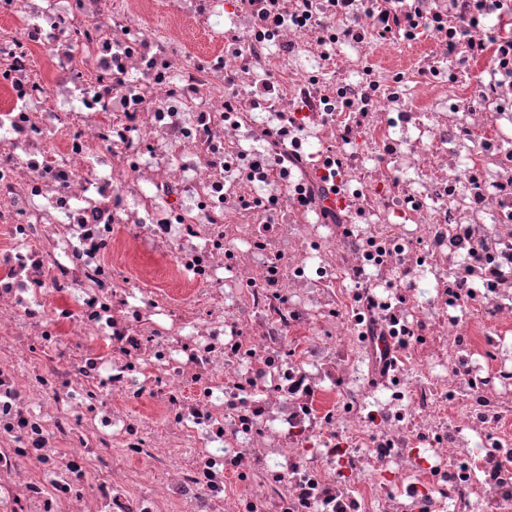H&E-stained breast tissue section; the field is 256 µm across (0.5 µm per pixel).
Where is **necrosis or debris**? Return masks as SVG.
I'll list each match as a JSON object with an SVG mask.
<instances>
[{"instance_id":"obj_1","label":"necrosis or debris","mask_w":512,"mask_h":512,"mask_svg":"<svg viewBox=\"0 0 512 512\" xmlns=\"http://www.w3.org/2000/svg\"><path fill=\"white\" fill-rule=\"evenodd\" d=\"M0 512H512V0H0Z\"/></svg>"}]
</instances>
